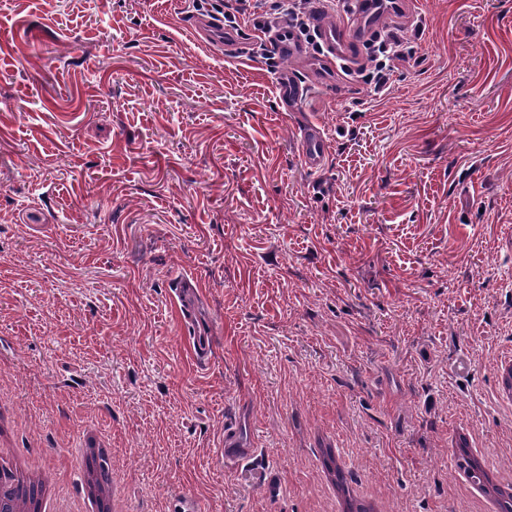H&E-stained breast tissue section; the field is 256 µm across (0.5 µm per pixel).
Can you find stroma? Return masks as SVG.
<instances>
[{"label":"stroma","instance_id":"obj_1","mask_svg":"<svg viewBox=\"0 0 512 512\" xmlns=\"http://www.w3.org/2000/svg\"><path fill=\"white\" fill-rule=\"evenodd\" d=\"M189 0H0V373L62 485L80 415L133 440L137 512H320L311 434L381 468L386 512H452L449 429L502 467L512 410V0H419L382 92L282 112L274 70L187 33ZM325 128L307 170L300 126ZM198 285L180 318L176 283ZM208 334L205 362L192 332ZM466 362L459 371L458 362ZM254 453L224 462L226 429ZM298 152L304 167L310 171L323 169L330 157V142L325 130L309 123L300 129ZM498 376L497 397L500 403L511 407L512 405V359L504 358L496 365Z\"/></svg>","mask_w":512,"mask_h":512}]
</instances>
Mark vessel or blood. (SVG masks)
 I'll use <instances>...</instances> for the list:
<instances>
[{
  "instance_id": "b4317fda",
  "label": "vessel or blood",
  "mask_w": 512,
  "mask_h": 512,
  "mask_svg": "<svg viewBox=\"0 0 512 512\" xmlns=\"http://www.w3.org/2000/svg\"><path fill=\"white\" fill-rule=\"evenodd\" d=\"M415 12L414 0H350L347 9L337 12L330 10L327 0H319L308 19L313 41H306L286 22L262 33L261 38L279 59L308 61L323 83L333 84L341 78V67L355 69L362 64V44L379 30L383 21L398 23L412 18ZM190 28L194 37L226 51H236L239 45L238 26L223 22L222 18L196 16ZM305 92V86L291 71L279 70L276 95L282 110H293ZM298 152L308 170L318 171L327 165L330 142L320 125L309 123L301 128ZM220 453L227 461L248 458L252 451L245 448L236 431L230 430L224 434Z\"/></svg>"
}]
</instances>
